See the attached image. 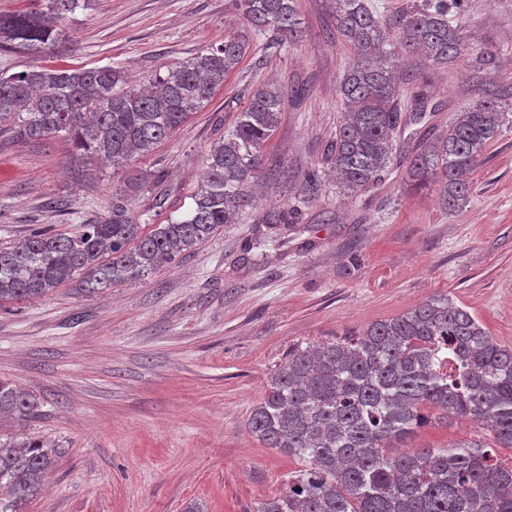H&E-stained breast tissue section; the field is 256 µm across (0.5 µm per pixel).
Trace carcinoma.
Returning a JSON list of instances; mask_svg holds the SVG:
<instances>
[{"mask_svg": "<svg viewBox=\"0 0 512 512\" xmlns=\"http://www.w3.org/2000/svg\"><path fill=\"white\" fill-rule=\"evenodd\" d=\"M89 2L44 0L43 11L0 14V41L33 56L56 52L69 42L61 20ZM459 2L417 0L387 17L369 0H336V38L353 51L337 84L342 117L328 149L343 196H361L394 164L392 138L404 125L402 96L414 80L397 70L396 60L417 52L434 68L469 55L455 21ZM236 4L248 28L155 73L146 87L127 85L123 72L110 66H34L1 75L0 135L62 137L71 141L74 161L127 167L211 101L249 51V30L288 40L302 34L295 0ZM284 109L281 89H255L235 124L211 145L183 220L142 232L128 201L152 191L157 179L132 171L102 220L1 244L0 306L43 297L74 278L93 294L139 281L234 223L256 207L252 184L266 175L263 148ZM508 110L500 91L480 89L448 131L409 158V181L438 184L446 210L466 203L468 175L498 137ZM428 409L484 422L490 437L454 448L389 452L423 423ZM37 411L31 394L0 379V417L27 420ZM247 426L263 447L300 464L254 512H512V466L498 458V449H512V345L495 340L447 297L373 323L356 338L288 353ZM56 457L40 440L0 434V512H25Z\"/></svg>", "mask_w": 512, "mask_h": 512, "instance_id": "obj_1", "label": "carcinoma"}]
</instances>
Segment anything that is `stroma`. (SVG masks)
<instances>
[{
	"instance_id": "35a3bbf8",
	"label": "stroma",
	"mask_w": 512,
	"mask_h": 512,
	"mask_svg": "<svg viewBox=\"0 0 512 512\" xmlns=\"http://www.w3.org/2000/svg\"><path fill=\"white\" fill-rule=\"evenodd\" d=\"M334 0H296L303 30L291 42L253 34L249 53L203 109L130 167L156 173L155 192L130 205L137 223L186 216L212 143L253 91L274 83L289 99L263 149L265 178L253 213L135 283L90 294L69 284L0 308V378L39 402L36 417L0 432L39 438L60 454L26 512H253L296 470L262 447L247 419L290 351L342 340L440 294L512 345V113L471 175L469 200L438 203L437 185L413 189L395 165L357 200L340 194L326 162L341 112L337 80L351 49L326 39ZM471 56L425 69L422 118L397 131L398 156L446 130L483 86L512 94V0H463ZM235 0H91L64 20L72 48L34 57L0 50V74L41 66H112L129 84L219 45L243 26ZM492 51L495 66L473 57ZM125 170L74 172L64 138L0 136V242L34 228L62 230L107 215ZM315 179L319 190L302 189ZM288 213L279 249H265L269 209ZM358 245L347 268L345 248ZM478 424L430 414L410 448H451Z\"/></svg>"
}]
</instances>
